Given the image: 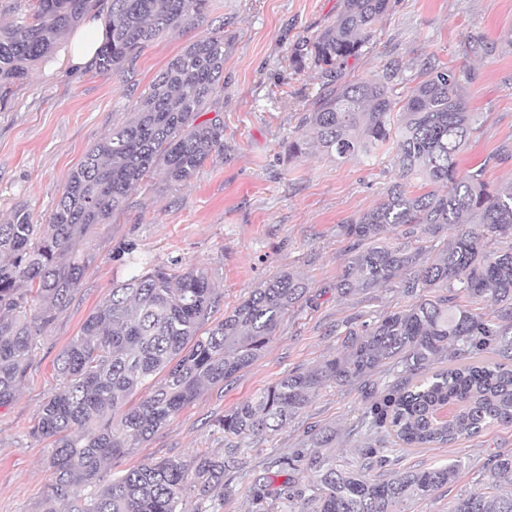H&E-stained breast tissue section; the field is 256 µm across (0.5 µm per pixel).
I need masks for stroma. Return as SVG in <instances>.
I'll return each mask as SVG.
<instances>
[{"label":"stroma","mask_w":512,"mask_h":512,"mask_svg":"<svg viewBox=\"0 0 512 512\" xmlns=\"http://www.w3.org/2000/svg\"><path fill=\"white\" fill-rule=\"evenodd\" d=\"M339 8L340 0H210L198 27L154 40L113 76L97 74L90 66L70 76V42L65 39L0 110V222L19 204L46 219L87 151L126 118L170 59L211 28H223L231 40L219 102L223 154L207 160L182 186L145 179L111 223L96 226L83 243L93 261L79 289L68 307L38 330L19 392L0 407V512L64 510L48 495L54 480L46 463L50 442L31 431L40 405L59 384L53 372L56 357L79 336L113 283L131 274L127 249L152 264L205 268L224 313L251 288L288 270L305 278L312 299L284 316L256 362L231 382L204 388L146 442L112 459L107 468L114 475L164 458L189 462L204 450L223 453L224 436L216 431L215 419L283 375L311 369L339 353L338 325L350 319L370 323L413 304V297L398 288L344 298L333 288L349 257V242L337 226L375 207L396 182L394 149L383 147L368 161H339L317 150L290 161L282 149L288 138L300 134L302 113L322 86L315 71L289 67L291 50L330 24ZM511 29L512 0H396L362 54L350 61L347 75L372 79L397 69L391 90L401 98L420 81L424 63L455 68L469 110L480 115L459 157L460 170L484 161L487 182L512 180V158L488 160L512 143V47L502 40ZM470 36L483 40L486 55L465 53ZM361 407L358 386L329 385L280 431L244 440L233 489L214 498L213 512H249L253 480L265 473L272 457L308 447L314 429L335 427L331 453L337 463H356L363 443L355 429ZM510 449L512 425L492 427L445 448L401 450L403 470L462 463L454 483L407 502L404 512H449L459 495L489 486V455Z\"/></svg>","instance_id":"1"}]
</instances>
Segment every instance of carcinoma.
Returning a JSON list of instances; mask_svg holds the SVG:
<instances>
[{
    "instance_id": "cac0c4a2",
    "label": "carcinoma",
    "mask_w": 512,
    "mask_h": 512,
    "mask_svg": "<svg viewBox=\"0 0 512 512\" xmlns=\"http://www.w3.org/2000/svg\"><path fill=\"white\" fill-rule=\"evenodd\" d=\"M101 2L29 0L21 17L0 24V107ZM208 8L209 0H110L96 73L121 72L148 43L198 25ZM390 8L391 0H342L331 24L298 42L290 65L317 70L324 84L300 119L305 133L285 153L297 158L315 147L340 161L370 160L394 145L400 181L374 208L337 225L350 249L334 288L347 297L391 286L417 301L359 328L346 323L341 354L286 374L225 414L218 421L224 455L204 451L191 463L164 459L112 477L106 462L147 441L203 387L232 381L262 355L283 316L311 299L306 281L288 271L218 319L220 298L204 269L141 267L112 286L58 354L59 387L32 430L51 440L50 497L67 512H207L206 502L229 490L224 477L238 465L239 442L280 430L328 384H357L364 395L359 462L342 465L325 452L336 440V429L326 426L309 448L269 462L274 473L248 490L253 504L268 499L272 476L284 475L274 500L300 501L299 512H403V502L455 482L461 464L400 471L395 446L445 447L512 424V181L492 187L484 179L489 163L512 150L503 146L459 172L457 155L479 115L467 111L452 69L427 71L401 104L390 97L393 71L345 79L349 59L363 52ZM228 46L219 27L173 57L128 117L87 152L48 223L20 204L0 224V406L16 397L36 329L70 304L93 261L79 242L110 223L145 178L184 184L224 150V118L212 106L224 91ZM210 111L214 117L204 118ZM411 178L428 190L410 191ZM450 226L455 234L441 249L421 245ZM390 231L394 243L383 240ZM461 295L491 310L461 305ZM387 363L396 368L393 378L375 377ZM486 467L495 492L462 495L450 512H512V452L495 453ZM299 470L309 476L300 487L291 478Z\"/></svg>"
}]
</instances>
